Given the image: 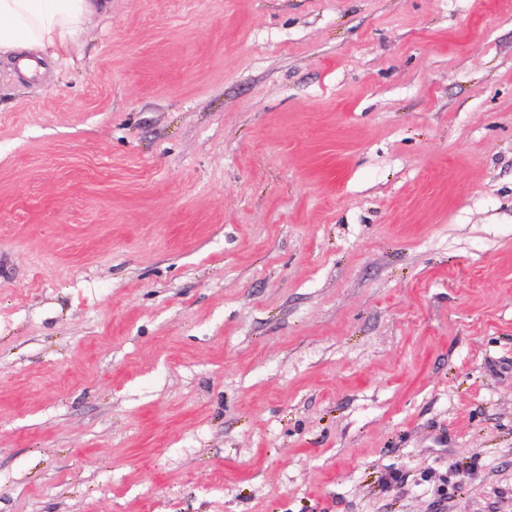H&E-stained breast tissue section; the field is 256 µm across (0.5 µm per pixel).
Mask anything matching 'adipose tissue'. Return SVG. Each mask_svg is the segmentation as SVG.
<instances>
[{"label":"adipose tissue","mask_w":512,"mask_h":512,"mask_svg":"<svg viewBox=\"0 0 512 512\" xmlns=\"http://www.w3.org/2000/svg\"><path fill=\"white\" fill-rule=\"evenodd\" d=\"M111 6L112 0H0V59L13 60L22 75L36 77L44 60H58L60 49Z\"/></svg>","instance_id":"ef3b65f1"}]
</instances>
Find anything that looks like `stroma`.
Wrapping results in <instances>:
<instances>
[{
	"label": "stroma",
	"mask_w": 512,
	"mask_h": 512,
	"mask_svg": "<svg viewBox=\"0 0 512 512\" xmlns=\"http://www.w3.org/2000/svg\"><path fill=\"white\" fill-rule=\"evenodd\" d=\"M0 512H512V0L1 62Z\"/></svg>",
	"instance_id": "stroma-1"
}]
</instances>
